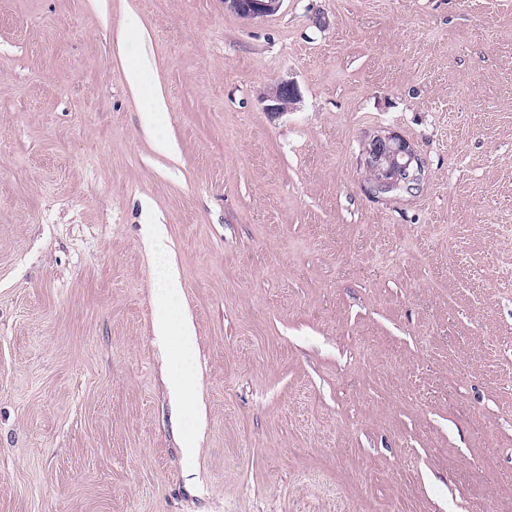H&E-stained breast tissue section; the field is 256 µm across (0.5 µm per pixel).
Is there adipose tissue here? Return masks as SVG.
<instances>
[{
  "instance_id": "adipose-tissue-1",
  "label": "adipose tissue",
  "mask_w": 512,
  "mask_h": 512,
  "mask_svg": "<svg viewBox=\"0 0 512 512\" xmlns=\"http://www.w3.org/2000/svg\"><path fill=\"white\" fill-rule=\"evenodd\" d=\"M180 290L176 273H169L162 292L155 299L153 329L156 337L177 360L169 381L170 390L175 398L189 403L196 398L198 373L192 365L195 346L193 326L184 313L176 311L174 307Z\"/></svg>"
}]
</instances>
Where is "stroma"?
I'll return each instance as SVG.
<instances>
[{
  "label": "stroma",
  "instance_id": "1",
  "mask_svg": "<svg viewBox=\"0 0 512 512\" xmlns=\"http://www.w3.org/2000/svg\"><path fill=\"white\" fill-rule=\"evenodd\" d=\"M0 512H512V0H0ZM283 0H224V8L244 18H264L275 15ZM263 102H270L265 105V109L272 113L287 112L283 106L284 101L288 100L290 106L299 101V92L294 82L290 80H280L262 97ZM363 155L372 185L379 193L395 192L403 183L419 175L416 152L397 134L374 136L365 147ZM181 285L174 271H169L164 288L155 299L153 329L155 336L174 354L177 367L170 377L171 393L189 403L196 398L198 373L192 365L195 346L193 326L183 311L177 312L174 299L180 296Z\"/></svg>",
  "mask_w": 512,
  "mask_h": 512
}]
</instances>
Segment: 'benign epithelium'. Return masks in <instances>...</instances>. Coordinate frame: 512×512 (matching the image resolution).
Here are the masks:
<instances>
[{
	"label": "benign epithelium",
	"instance_id": "obj_1",
	"mask_svg": "<svg viewBox=\"0 0 512 512\" xmlns=\"http://www.w3.org/2000/svg\"><path fill=\"white\" fill-rule=\"evenodd\" d=\"M283 0H224V8L244 18H264L275 15ZM265 109L272 113L285 111L283 103L294 105L299 92L294 82L281 80L265 93ZM364 164L371 175L373 187L380 193L400 189L403 183L419 175L420 167L414 149L394 133L374 136L363 151Z\"/></svg>",
	"mask_w": 512,
	"mask_h": 512
}]
</instances>
